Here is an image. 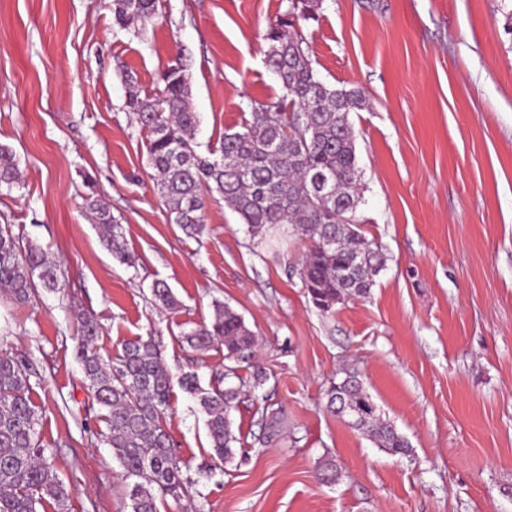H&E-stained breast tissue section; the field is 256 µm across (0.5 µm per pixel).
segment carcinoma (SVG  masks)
Here are the masks:
<instances>
[{
    "label": "carcinoma",
    "mask_w": 512,
    "mask_h": 512,
    "mask_svg": "<svg viewBox=\"0 0 512 512\" xmlns=\"http://www.w3.org/2000/svg\"><path fill=\"white\" fill-rule=\"evenodd\" d=\"M266 33V63L276 71L280 93L271 101L250 105L239 129L224 132L220 146L204 155L196 150L199 118L192 108L190 77L183 58L171 61L148 92L126 77V106L145 134L148 161L165 199L170 222L188 237L202 234L209 200H222L236 212L254 238L276 224H289L311 242L303 257L300 278L314 305L330 312L345 297H367L384 265L358 224V167L355 134L349 116L366 107L358 89L335 88L323 82L309 56L301 23L316 19L320 0H285ZM161 0H112L119 28L133 33L160 15ZM16 154L0 145V185L18 182ZM86 212L103 230L107 251L125 265L133 264L121 222L97 199H86ZM59 267L41 248L0 227V288L26 302L38 287H60ZM155 301L173 310L178 300L165 282L152 289ZM77 356L97 403L106 411L108 443L127 477L135 479L129 494L130 512H160L166 498H188L192 485L165 428L172 396V373L154 337L124 342L106 361L97 341L98 320L77 316ZM199 351L224 344L225 372L209 388L198 375L185 372L181 388L198 398L207 420L217 461L233 462L237 442L231 412L240 392L223 387L236 375L237 363L251 357L255 338L243 318L222 303L215 304L210 325L186 334ZM30 374L23 359L0 352V512H69L70 490L46 454L37 435L40 413L31 398ZM346 394L359 410L347 420L366 430L392 455L410 451L407 439L377 410L364 386L344 378L328 392L327 408L336 412V397Z\"/></svg>",
    "instance_id": "carcinoma-1"
}]
</instances>
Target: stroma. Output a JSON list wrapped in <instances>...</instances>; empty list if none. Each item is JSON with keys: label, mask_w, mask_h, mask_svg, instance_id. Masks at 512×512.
<instances>
[{"label": "stroma", "mask_w": 512, "mask_h": 512, "mask_svg": "<svg viewBox=\"0 0 512 512\" xmlns=\"http://www.w3.org/2000/svg\"><path fill=\"white\" fill-rule=\"evenodd\" d=\"M140 33L113 22L112 0H0V145L21 179L0 188V225L40 246L64 287L18 304L0 293V349L25 356L39 437L70 487V512H129L128 481L76 356L75 315L103 327L98 349L154 337L173 375L209 385L224 347L184 339L215 303L259 346L230 386L245 453L212 465L206 415L174 387L166 428L190 500L160 512H512V0H322L302 31L319 77L356 88L351 113L361 182L357 216L384 268L365 298L320 312L299 277L305 240L289 225L251 238L210 203L202 235L168 220L145 136L125 105L183 57L207 153L250 104L279 92L265 64L280 0H161ZM120 218L134 266L117 262L83 208ZM167 283L176 309L151 294ZM267 376L261 392L253 367ZM358 372L383 419L412 445L393 456L327 408ZM281 424L265 442L262 417ZM340 474L321 476L329 465Z\"/></svg>", "instance_id": "stroma-1"}]
</instances>
